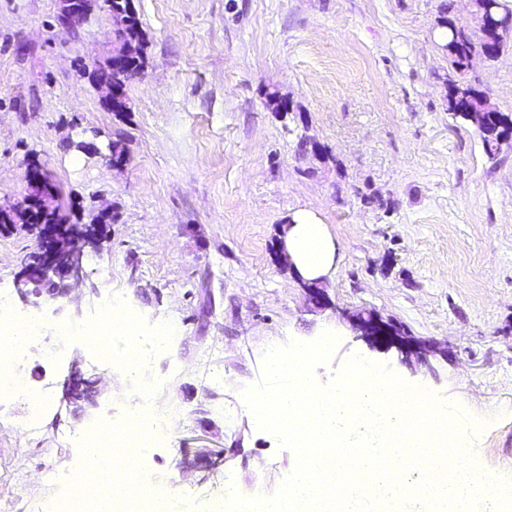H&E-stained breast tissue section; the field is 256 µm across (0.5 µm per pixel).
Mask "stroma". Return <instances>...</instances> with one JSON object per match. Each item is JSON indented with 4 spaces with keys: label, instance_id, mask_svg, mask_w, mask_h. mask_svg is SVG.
<instances>
[{
    "label": "stroma",
    "instance_id": "obj_1",
    "mask_svg": "<svg viewBox=\"0 0 512 512\" xmlns=\"http://www.w3.org/2000/svg\"><path fill=\"white\" fill-rule=\"evenodd\" d=\"M133 3L146 65L126 84L131 111L117 113L93 78L114 44L106 10L65 27L61 0H0V207L24 201L35 167L70 223L111 215L84 259L96 294L41 296L53 320L86 322L121 295L147 326H177L150 360L163 383L155 402L173 419L152 461L160 489L193 512L231 482L245 497L274 495L296 456L258 428L241 392L259 381L266 348L327 330L338 342L317 383L356 353L386 364L407 388L456 404L475 427V468L512 481V143L488 157L448 110L451 85L465 82L512 115V32L496 57L475 53L459 72L442 24L480 39L475 0ZM272 93L287 111H272ZM77 140L90 152L76 153ZM302 208L336 243L320 308L280 251ZM37 248L22 225L0 227V289L19 309L17 279ZM361 309L447 358L411 367L371 348L342 317ZM74 370L126 373L81 342L28 363L52 401L33 433L0 425V512L57 495L50 475L78 466L79 431L134 404L126 386L65 405Z\"/></svg>",
    "mask_w": 512,
    "mask_h": 512
}]
</instances>
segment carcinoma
Returning <instances> with one entry per match:
<instances>
[{"mask_svg":"<svg viewBox=\"0 0 512 512\" xmlns=\"http://www.w3.org/2000/svg\"><path fill=\"white\" fill-rule=\"evenodd\" d=\"M112 11L120 19L116 30V39L131 42L144 48V33L141 21L133 6L132 0H112ZM501 43L500 33L494 30H483V42L477 44L465 30L453 40L447 39L448 55L452 64L459 70L467 67L468 61L476 49L486 50V41ZM448 111L453 116L471 124L478 131L485 152L495 157L501 151L503 143L512 137V115L497 111L488 101L485 93L470 85H456L448 95ZM32 201L31 218L35 224H66L68 218L57 203L50 182L34 184L29 197Z\"/></svg>","mask_w":512,"mask_h":512,"instance_id":"1","label":"carcinoma"}]
</instances>
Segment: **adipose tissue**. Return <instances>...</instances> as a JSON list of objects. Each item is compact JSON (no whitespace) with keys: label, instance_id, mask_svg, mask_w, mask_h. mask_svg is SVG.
Masks as SVG:
<instances>
[{"label":"adipose tissue","instance_id":"adipose-tissue-1","mask_svg":"<svg viewBox=\"0 0 512 512\" xmlns=\"http://www.w3.org/2000/svg\"><path fill=\"white\" fill-rule=\"evenodd\" d=\"M286 259L305 279L326 276L336 262V245L324 225L309 210L296 211L285 232Z\"/></svg>","mask_w":512,"mask_h":512}]
</instances>
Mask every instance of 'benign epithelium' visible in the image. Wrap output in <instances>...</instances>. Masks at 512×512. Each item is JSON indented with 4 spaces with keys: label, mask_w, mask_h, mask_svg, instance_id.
Returning a JSON list of instances; mask_svg holds the SVG:
<instances>
[{
    "label": "benign epithelium",
    "mask_w": 512,
    "mask_h": 512,
    "mask_svg": "<svg viewBox=\"0 0 512 512\" xmlns=\"http://www.w3.org/2000/svg\"><path fill=\"white\" fill-rule=\"evenodd\" d=\"M92 8V0H67L59 21L71 25L82 20ZM136 48L132 45L120 46L112 51L104 63L112 71V77L100 81L107 89V100H112L116 85L124 84L135 74L122 68L121 58L133 55ZM39 250L32 261L18 276V283L32 286L33 293L39 294L42 287H49L51 294L62 292L70 294L87 288V275L83 265L85 251H95L100 245L104 226L101 224H77L64 229L56 224H36ZM356 336L372 347L396 348L409 365L431 367V357L437 348L429 343L415 339L404 332L391 320H385L375 311L346 313ZM103 387L102 379L85 378L80 372L73 371L63 383V399L70 403L74 400L91 402Z\"/></svg>",
    "instance_id": "benign-epithelium-1"
}]
</instances>
